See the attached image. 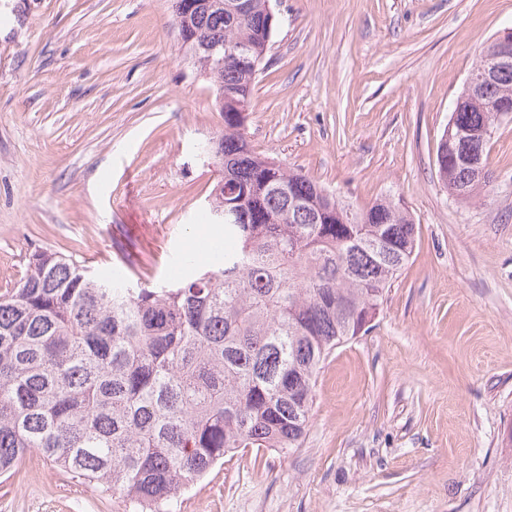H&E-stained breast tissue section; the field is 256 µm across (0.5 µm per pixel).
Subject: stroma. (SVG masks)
I'll list each match as a JSON object with an SVG mask.
<instances>
[{
	"label": "stroma",
	"instance_id": "35a3bbf8",
	"mask_svg": "<svg viewBox=\"0 0 512 512\" xmlns=\"http://www.w3.org/2000/svg\"><path fill=\"white\" fill-rule=\"evenodd\" d=\"M250 146L350 207L399 201L410 260L318 374L301 447L227 454L180 512H512V117L492 179L452 198L439 140L512 0H272ZM0 291L48 248L96 276L167 280L205 224L224 126L172 0H0ZM0 512H139L30 456Z\"/></svg>",
	"mask_w": 512,
	"mask_h": 512
}]
</instances>
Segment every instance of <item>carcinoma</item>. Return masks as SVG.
Wrapping results in <instances>:
<instances>
[{
    "mask_svg": "<svg viewBox=\"0 0 512 512\" xmlns=\"http://www.w3.org/2000/svg\"><path fill=\"white\" fill-rule=\"evenodd\" d=\"M198 43H244L263 53L274 23L265 0H196ZM224 129L209 143L232 194L212 190L206 217L224 212V260L186 261L179 279L99 278L70 256L28 255L0 294V474L28 455L49 460L141 512H177L181 492L239 448L290 451L303 442L320 364L364 329L409 261L415 224L390 199L355 211L317 182L256 154L240 103L255 76L224 55ZM512 98V71L464 101L439 144L447 186L473 198L463 152L487 161Z\"/></svg>",
    "mask_w": 512,
    "mask_h": 512,
    "instance_id": "1",
    "label": "carcinoma"
}]
</instances>
